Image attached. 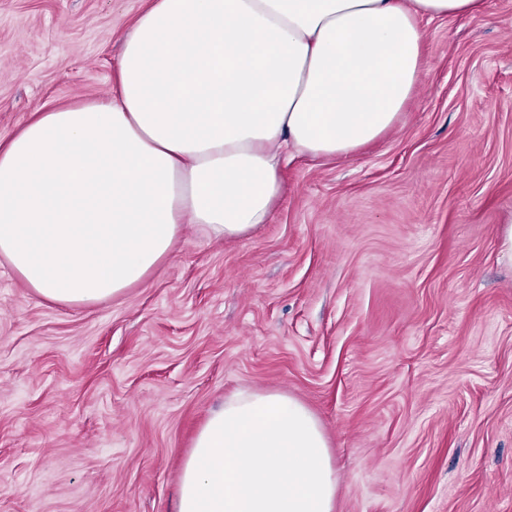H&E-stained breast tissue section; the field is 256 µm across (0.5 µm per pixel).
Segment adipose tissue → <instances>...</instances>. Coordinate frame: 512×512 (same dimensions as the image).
Instances as JSON below:
<instances>
[{"label": "adipose tissue", "mask_w": 512, "mask_h": 512, "mask_svg": "<svg viewBox=\"0 0 512 512\" xmlns=\"http://www.w3.org/2000/svg\"><path fill=\"white\" fill-rule=\"evenodd\" d=\"M484 0H151L101 98L43 107L0 144V259L43 298L96 304L146 280L184 225L269 223L286 152L350 156L415 96L425 22ZM317 419L280 392L213 411L177 512H335Z\"/></svg>", "instance_id": "ef3b65f1"}]
</instances>
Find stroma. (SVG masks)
<instances>
[{"label":"stroma","instance_id":"stroma-1","mask_svg":"<svg viewBox=\"0 0 512 512\" xmlns=\"http://www.w3.org/2000/svg\"><path fill=\"white\" fill-rule=\"evenodd\" d=\"M146 0H0V140L105 94ZM396 129L292 159L270 223L191 225L147 280L51 303L0 261V512H176L210 413L282 392L336 512H512V0L426 26Z\"/></svg>","mask_w":512,"mask_h":512}]
</instances>
